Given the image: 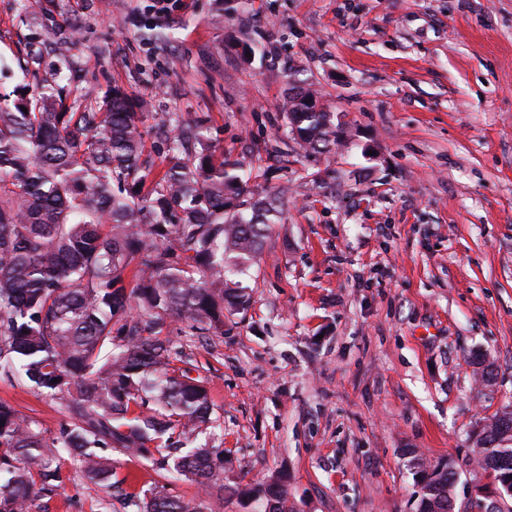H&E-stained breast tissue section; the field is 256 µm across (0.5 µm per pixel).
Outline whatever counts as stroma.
I'll return each instance as SVG.
<instances>
[{"mask_svg": "<svg viewBox=\"0 0 512 512\" xmlns=\"http://www.w3.org/2000/svg\"><path fill=\"white\" fill-rule=\"evenodd\" d=\"M0 0V98L58 90L81 112L113 87L160 125L204 120L256 191H288L224 330L173 320L177 368L220 423L224 495L109 450L105 490L70 456L33 512H124L151 486L254 512L280 483L297 512H416V459L452 463L458 506L490 476L482 424L512 407V0ZM70 43V75L57 48ZM316 90L343 125L327 152L288 137L283 101ZM0 400L53 437L57 405L0 374Z\"/></svg>", "mask_w": 512, "mask_h": 512, "instance_id": "stroma-1", "label": "stroma"}]
</instances>
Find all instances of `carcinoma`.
<instances>
[{
	"label": "carcinoma",
	"instance_id": "cac0c4a2",
	"mask_svg": "<svg viewBox=\"0 0 512 512\" xmlns=\"http://www.w3.org/2000/svg\"><path fill=\"white\" fill-rule=\"evenodd\" d=\"M314 95L299 87L284 110L296 144L319 151L341 131L333 113L310 111ZM148 118L147 104L119 88L95 112H73L50 90L0 101V370L24 375L67 417L47 438L0 402V512H32L63 482L61 449L107 488L116 472L100 451L118 448L208 494L224 490L223 450L199 441L212 423L207 391L188 369L170 374L168 320L205 336L250 304L229 261L262 252L284 195L251 192L201 121L174 119L161 131L162 169L142 167ZM511 430L503 415L476 440L482 470L512 473ZM418 469L417 512H455L452 467ZM246 494L259 512H288L271 484ZM129 504L200 512L157 487Z\"/></svg>",
	"mask_w": 512,
	"mask_h": 512
}]
</instances>
